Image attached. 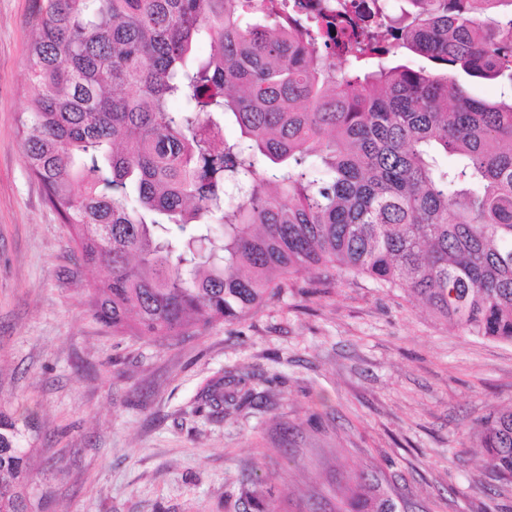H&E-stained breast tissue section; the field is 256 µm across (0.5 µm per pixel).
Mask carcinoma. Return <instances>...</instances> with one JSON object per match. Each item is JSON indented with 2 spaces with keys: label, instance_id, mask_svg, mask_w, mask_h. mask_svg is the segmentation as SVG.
I'll return each mask as SVG.
<instances>
[{
  "label": "carcinoma",
  "instance_id": "carcinoma-1",
  "mask_svg": "<svg viewBox=\"0 0 512 512\" xmlns=\"http://www.w3.org/2000/svg\"><path fill=\"white\" fill-rule=\"evenodd\" d=\"M403 2L386 32L347 34L344 3L36 0L40 92L18 132L84 264L106 271L87 294L97 319L170 339L324 267L512 343V0ZM461 74L500 81V99ZM200 399L219 408L224 379ZM19 437L0 412V512H34ZM479 438L489 478L512 482V408ZM337 512L395 508L361 474Z\"/></svg>",
  "mask_w": 512,
  "mask_h": 512
}]
</instances>
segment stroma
I'll return each instance as SVG.
<instances>
[{"instance_id":"1","label":"stroma","mask_w":512,"mask_h":512,"mask_svg":"<svg viewBox=\"0 0 512 512\" xmlns=\"http://www.w3.org/2000/svg\"><path fill=\"white\" fill-rule=\"evenodd\" d=\"M34 0H0V410L44 512H336L368 473L396 512H512L478 432L512 407V344L363 277L305 272L170 341L112 332L16 133ZM223 378L219 413L198 396Z\"/></svg>"}]
</instances>
